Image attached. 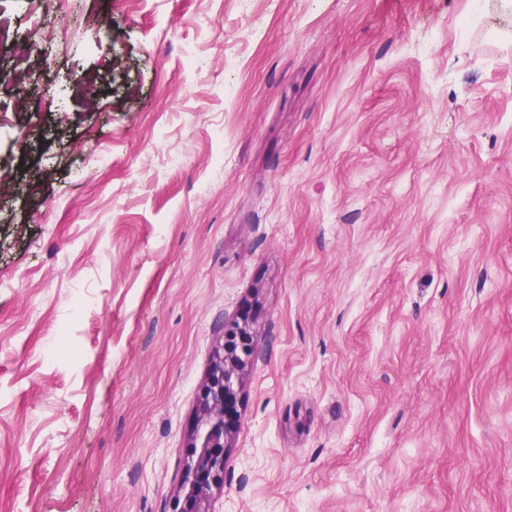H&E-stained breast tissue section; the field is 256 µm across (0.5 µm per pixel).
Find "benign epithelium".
<instances>
[{
    "label": "benign epithelium",
    "instance_id": "7a95c632",
    "mask_svg": "<svg viewBox=\"0 0 512 512\" xmlns=\"http://www.w3.org/2000/svg\"><path fill=\"white\" fill-rule=\"evenodd\" d=\"M244 359L229 348L216 354L201 396L199 417L202 427L194 437L192 447L201 448L197 460L188 470L192 488L188 503L200 504L210 495L211 487L224 484V447L229 431L224 426V415L242 369Z\"/></svg>",
    "mask_w": 512,
    "mask_h": 512
}]
</instances>
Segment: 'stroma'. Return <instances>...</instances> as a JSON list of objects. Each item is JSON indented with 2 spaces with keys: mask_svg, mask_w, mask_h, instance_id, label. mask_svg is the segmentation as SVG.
Listing matches in <instances>:
<instances>
[{
  "mask_svg": "<svg viewBox=\"0 0 512 512\" xmlns=\"http://www.w3.org/2000/svg\"><path fill=\"white\" fill-rule=\"evenodd\" d=\"M489 3L461 40L467 0H66L50 40L0 0V512H178L246 313L208 512H512Z\"/></svg>",
  "mask_w": 512,
  "mask_h": 512,
  "instance_id": "stroma-1",
  "label": "stroma"
}]
</instances>
